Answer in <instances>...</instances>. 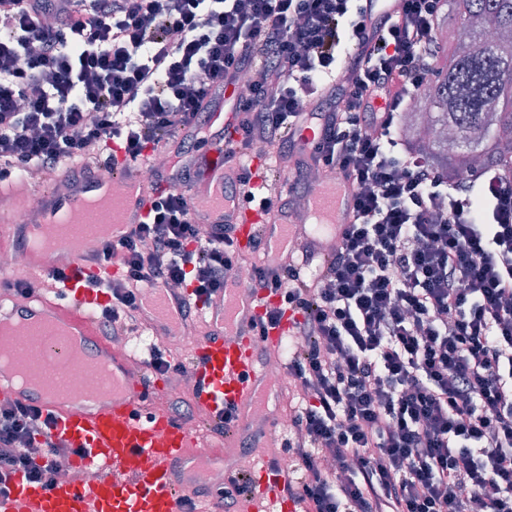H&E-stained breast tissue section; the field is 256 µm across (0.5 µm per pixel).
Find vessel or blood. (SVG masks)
Masks as SVG:
<instances>
[{"mask_svg": "<svg viewBox=\"0 0 512 512\" xmlns=\"http://www.w3.org/2000/svg\"><path fill=\"white\" fill-rule=\"evenodd\" d=\"M398 6V0H370L369 26L382 27ZM355 76L352 63H345L325 81L313 106H320L337 87ZM238 122L239 116L234 112L210 113L205 129L207 143L188 163L190 169L202 171L192 190L200 222L235 225L236 245L242 254L251 255L253 243L259 239L276 261L295 257L294 242L303 239L310 253L297 257V269L306 272L311 266H324L352 220L351 181L335 175L328 183L311 184L302 210L294 209L280 219H270L265 212L224 191L235 178L234 169L224 162V147L236 141ZM117 188L123 194L114 202L111 227L87 238L77 249L67 239H58L53 249L24 267V275L30 277L55 268L65 269L71 279L56 298L42 295L16 299L14 276L0 278V317H51L71 328L93 352L111 360L120 391L111 401L93 407L79 408L72 403L69 392L74 381L86 379L90 371L75 365L65 342L55 337L37 338L28 350L35 365H43L48 359L54 362L50 377L56 382L57 391L53 396L43 397L0 384V395L35 405L52 415L56 434L80 451L72 459L75 469L85 472L95 467L102 475L94 481L56 480L47 485L13 475L12 492L0 496V512H183V480L190 475L196 436L167 413L150 407L154 387L141 366L133 364L126 350L100 335L96 312L108 297L89 285L90 280L118 275L116 266L96 260V250L101 243L120 240L133 225L147 220L150 182L142 168L114 163L107 175L78 180L69 193L46 187L42 192L44 214L55 216L72 209L81 196L105 197ZM225 294L223 305L210 309V336L192 346L188 372L194 380L196 405L207 418L215 420L226 409H235L238 419L227 435L238 438L254 403L266 398L270 390L253 343L258 332L252 324L266 304L277 303L278 298L272 295L261 300L233 281ZM189 297L186 291L178 297L162 288L153 291L144 311L147 326L159 336L180 332L179 302ZM115 470L122 472V483L108 480V473ZM280 481V476L262 471L259 491L251 495L247 512H298L292 500L281 497Z\"/></svg>", "mask_w": 512, "mask_h": 512, "instance_id": "vessel-or-blood-1", "label": "vessel or blood"}]
</instances>
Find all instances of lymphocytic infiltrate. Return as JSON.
<instances>
[{
	"instance_id": "1",
	"label": "lymphocytic infiltrate",
	"mask_w": 512,
	"mask_h": 512,
	"mask_svg": "<svg viewBox=\"0 0 512 512\" xmlns=\"http://www.w3.org/2000/svg\"><path fill=\"white\" fill-rule=\"evenodd\" d=\"M370 37L364 0H0V180L106 167L111 144L145 165L204 128L224 84L240 138L224 151L243 201L286 214L313 170L352 177L353 219L320 273L245 257L228 224L195 217L190 173L146 223L97 257L119 265L99 329L123 342L148 292L193 284L212 304L229 277L279 295L261 328L293 325L291 390L268 463L301 512H512V166L449 179L396 134L436 76L447 0H399ZM359 75L331 100L313 165L289 191H256L254 159L281 164L290 129L350 49ZM54 420L0 406V493L12 474L48 483L74 451Z\"/></svg>"
}]
</instances>
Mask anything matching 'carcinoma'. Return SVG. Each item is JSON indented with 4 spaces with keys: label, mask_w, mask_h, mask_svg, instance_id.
Here are the masks:
<instances>
[{
    "label": "carcinoma",
    "mask_w": 512,
    "mask_h": 512,
    "mask_svg": "<svg viewBox=\"0 0 512 512\" xmlns=\"http://www.w3.org/2000/svg\"><path fill=\"white\" fill-rule=\"evenodd\" d=\"M443 30L458 33L449 44L448 67L426 90L433 138L416 133L420 116L403 129L405 142L436 168L453 176L463 168L512 156V38H487L494 29L512 35V0H448Z\"/></svg>",
    "instance_id": "carcinoma-1"
}]
</instances>
